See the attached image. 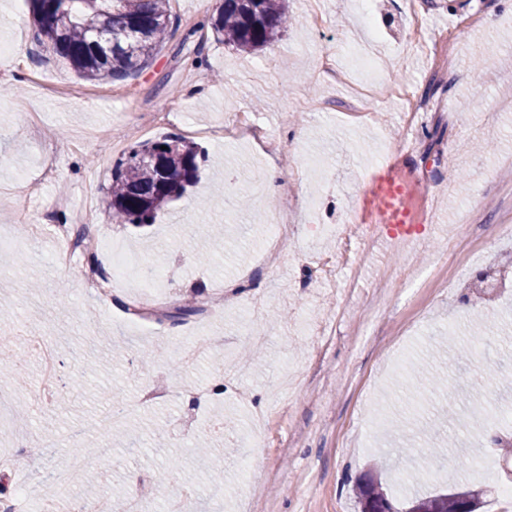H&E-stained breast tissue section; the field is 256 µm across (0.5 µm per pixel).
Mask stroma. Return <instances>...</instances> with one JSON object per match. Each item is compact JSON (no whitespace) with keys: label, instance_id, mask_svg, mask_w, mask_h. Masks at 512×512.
<instances>
[{"label":"stroma","instance_id":"obj_1","mask_svg":"<svg viewBox=\"0 0 512 512\" xmlns=\"http://www.w3.org/2000/svg\"><path fill=\"white\" fill-rule=\"evenodd\" d=\"M170 7L174 35L147 68L89 81L35 44L26 0H0V40L13 48L11 67L0 70V229L25 215L43 226L0 247V302L11 305L0 330L23 324L53 344L59 390L41 411L43 360L31 349L16 357L7 342L0 390L26 413L0 421L11 428L0 444L18 458L15 471L0 472V496H14L29 475L52 482L78 448L103 443L111 455L88 458L69 499L106 498L115 512L135 485L142 512H160L157 483L171 499L196 489V512H359L353 486L366 473L400 503L462 484L482 491L479 512H502L496 492L512 486V454L488 447L478 423L489 408L512 409V295L493 306L468 284L489 265L512 274V240L497 236L498 225L512 224V9L504 0H416L411 9L404 0H321L317 33L305 0H288L292 25L244 54L211 29L220 0ZM439 35L457 51L443 71L425 49ZM356 53L370 55L378 73L366 120L350 119L345 84L314 76L325 56L348 70ZM411 99H443L447 109L421 113L409 129ZM170 106L183 121L154 136L196 127L198 181L154 224L114 223L112 165L141 142L149 116ZM238 112L280 134L276 158L248 139L217 137ZM407 140L403 173L433 199L434 223L401 248L383 225L353 223L369 258L333 284L310 269L311 257L335 251L328 234L283 239L281 264L265 267L267 217L282 206L262 189L269 162L286 178L302 171L292 203L297 223L310 227L354 216L370 174ZM477 142L488 151L476 152ZM88 199L89 248L74 267L60 266L54 227L73 223ZM320 200L334 210H308ZM452 239L472 250L454 271L460 288L436 282ZM108 241L145 258L157 288L131 279L101 299L86 292L82 271L112 273ZM188 297L201 314L184 324L164 318ZM479 325L478 350L461 354L458 339ZM191 334L210 347L188 361L182 341ZM395 358L438 380L423 414L391 369ZM147 387L162 400L141 402ZM417 448L440 449L454 471L403 482ZM470 458L493 468L494 482L476 477ZM213 470L220 482L210 481Z\"/></svg>","mask_w":512,"mask_h":512}]
</instances>
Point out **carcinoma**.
I'll list each match as a JSON object with an SVG mask.
<instances>
[{
	"mask_svg": "<svg viewBox=\"0 0 512 512\" xmlns=\"http://www.w3.org/2000/svg\"><path fill=\"white\" fill-rule=\"evenodd\" d=\"M39 17V44L66 60L87 80L125 77L142 70L164 44L170 30L169 0H29ZM291 20L287 0H223L212 23L224 44L250 53L278 39ZM99 31L112 33V53L92 42ZM156 153L169 174L144 155ZM198 150L186 140L165 136L134 145L112 165V217L120 224H151L155 213L182 195L198 173ZM360 506L373 512L395 507L381 483L365 474L355 485ZM429 512H460L454 493L411 496Z\"/></svg>",
	"mask_w": 512,
	"mask_h": 512,
	"instance_id": "carcinoma-1",
	"label": "carcinoma"
}]
</instances>
